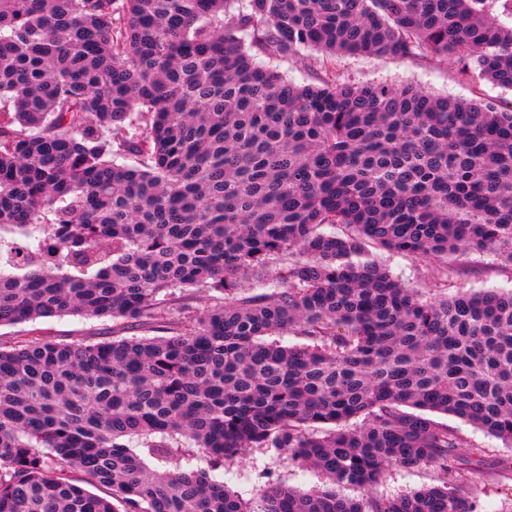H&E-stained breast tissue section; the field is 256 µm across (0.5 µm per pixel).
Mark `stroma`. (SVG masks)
I'll return each instance as SVG.
<instances>
[{
    "label": "stroma",
    "instance_id": "obj_1",
    "mask_svg": "<svg viewBox=\"0 0 512 512\" xmlns=\"http://www.w3.org/2000/svg\"><path fill=\"white\" fill-rule=\"evenodd\" d=\"M269 66L296 85L316 83L322 66V55L310 50L269 59ZM333 66L341 82L351 85L388 84L398 86L414 82L436 95L456 98L479 97L485 101L508 106L512 91L502 89L477 77L463 78L456 58L431 56L401 59L390 55L342 56ZM384 261L394 276L425 295L437 298L461 291L497 289L512 291V266L497 262L483 253L464 256L458 272L451 278L441 275L442 262L436 258L417 259L403 254L385 255ZM142 328L123 321L87 318L78 315L55 317L36 322L0 326V346L12 345L26 336H40L58 343H94L105 338L144 336ZM449 429L458 431L483 458L502 460L512 457V447L474 425L454 416L444 418ZM432 467H389L372 490L344 487L345 496L361 499L367 494L394 498L433 484ZM225 485L238 492L253 512H261L262 494L267 489L287 485L310 490L324 485L325 479L316 470L291 462L283 451L274 448H251L224 466ZM474 496L478 512H512V472L484 470L474 477Z\"/></svg>",
    "mask_w": 512,
    "mask_h": 512
}]
</instances>
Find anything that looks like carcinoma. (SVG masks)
I'll list each match as a JSON object with an SVG mask.
<instances>
[{
  "mask_svg": "<svg viewBox=\"0 0 512 512\" xmlns=\"http://www.w3.org/2000/svg\"><path fill=\"white\" fill-rule=\"evenodd\" d=\"M308 49L512 89L488 0H0V326L162 332L0 347V512H251L215 475L248 448L327 479L262 512H476L484 460L431 415L512 445V292L427 299L367 246L512 265V108L260 61ZM191 289L214 306L169 320ZM392 465L437 484L341 494ZM148 328L131 327L130 323L109 319L67 315L36 322L0 326V346L7 347L25 336H41L58 343H95L105 338L160 336Z\"/></svg>",
  "mask_w": 512,
  "mask_h": 512,
  "instance_id": "1",
  "label": "carcinoma"
}]
</instances>
